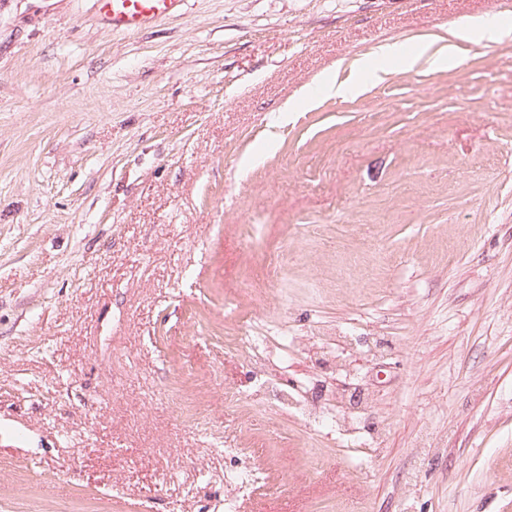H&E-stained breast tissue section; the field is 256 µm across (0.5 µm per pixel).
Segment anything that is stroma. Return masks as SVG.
Instances as JSON below:
<instances>
[{
    "label": "stroma",
    "mask_w": 512,
    "mask_h": 512,
    "mask_svg": "<svg viewBox=\"0 0 512 512\" xmlns=\"http://www.w3.org/2000/svg\"><path fill=\"white\" fill-rule=\"evenodd\" d=\"M487 14L0 0V512H512V38L298 101ZM115 31H135L169 14L181 0H99Z\"/></svg>",
    "instance_id": "stroma-1"
}]
</instances>
